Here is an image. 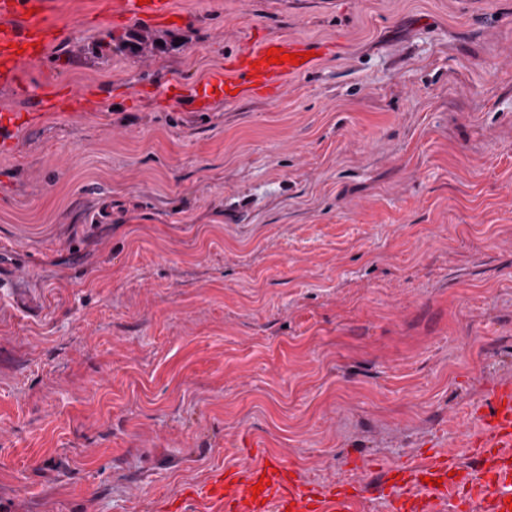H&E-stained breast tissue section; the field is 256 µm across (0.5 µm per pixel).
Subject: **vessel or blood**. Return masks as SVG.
I'll return each mask as SVG.
<instances>
[{"label": "vessel or blood", "instance_id": "vessel-or-blood-1", "mask_svg": "<svg viewBox=\"0 0 512 512\" xmlns=\"http://www.w3.org/2000/svg\"><path fill=\"white\" fill-rule=\"evenodd\" d=\"M49 0H0V87L19 88L22 66L43 56L61 33L45 20ZM113 15L158 25L176 14L174 0H114ZM284 53L313 51L326 57L336 45L329 40L313 41L280 35L257 41L222 67L184 85L162 88V95L182 107L202 112L233 96H276L288 81L304 74L312 61L296 65L268 64V50ZM87 94L71 95L61 101L46 92L33 101L36 110L49 112L68 104L80 111ZM21 119L17 113H0V156L10 152ZM476 429L466 436L467 453L474 468L464 467L441 448H431L421 463L400 462L382 468L378 484L364 482L348 474L336 483L319 488L304 481L282 460L215 472L203 485L185 490L189 499L208 503L212 512H359L369 494H377L388 504L389 512H439L442 500L452 502L453 512H512V382L497 386L487 402L470 409ZM441 486H434V479ZM261 492H254V485Z\"/></svg>", "mask_w": 512, "mask_h": 512}]
</instances>
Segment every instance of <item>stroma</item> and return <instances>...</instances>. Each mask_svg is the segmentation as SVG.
I'll return each instance as SVG.
<instances>
[{"label": "stroma", "instance_id": "stroma-1", "mask_svg": "<svg viewBox=\"0 0 512 512\" xmlns=\"http://www.w3.org/2000/svg\"><path fill=\"white\" fill-rule=\"evenodd\" d=\"M52 0L0 158V512H175L219 470L467 462L512 380V0ZM277 34L336 43L278 97L189 83ZM99 46L100 57L77 55ZM112 13L153 25L166 24L176 15L173 0H151L142 6H138V0H118L112 2ZM157 41L160 40L155 39L148 33L139 30H132L128 33L126 39L121 40V49L134 55L139 54L148 48L155 51H163L165 49V44L161 41L162 45H158ZM62 100L53 92L44 93L41 97L34 98V110L41 112H1L0 113V156L10 152L17 131L18 125L27 117L41 115L49 111L58 109L62 105ZM17 113L21 114V117Z\"/></svg>", "mask_w": 512, "mask_h": 512}]
</instances>
